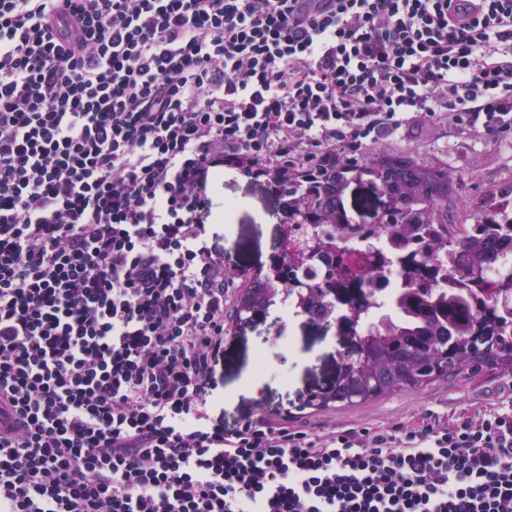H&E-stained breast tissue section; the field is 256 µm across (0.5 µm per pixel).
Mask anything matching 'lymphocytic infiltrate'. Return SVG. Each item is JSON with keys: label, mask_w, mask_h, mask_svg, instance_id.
<instances>
[{"label": "lymphocytic infiltrate", "mask_w": 512, "mask_h": 512, "mask_svg": "<svg viewBox=\"0 0 512 512\" xmlns=\"http://www.w3.org/2000/svg\"><path fill=\"white\" fill-rule=\"evenodd\" d=\"M512 131V0H0V512H512V407L224 426L225 170Z\"/></svg>", "instance_id": "1"}]
</instances>
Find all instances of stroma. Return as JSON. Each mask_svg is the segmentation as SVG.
Returning <instances> with one entry per match:
<instances>
[{
  "label": "stroma",
  "mask_w": 512,
  "mask_h": 512,
  "mask_svg": "<svg viewBox=\"0 0 512 512\" xmlns=\"http://www.w3.org/2000/svg\"><path fill=\"white\" fill-rule=\"evenodd\" d=\"M384 149L409 153L433 166H448L458 177L457 221L471 223L484 200L512 185V134L489 138L451 123H424L386 139ZM218 205L233 203L234 221L211 228L236 269L267 264L278 239L281 212L262 181L225 171L216 190ZM283 320L286 341L264 328L227 335L224 342V425L263 416L279 423L306 425L319 431L332 427H388L410 416L432 411L442 416L472 412L494 402L512 372L486 371L473 377L438 380L413 392H396L374 402L346 409L314 410L304 402L311 390L335 372L340 349L334 331L272 310ZM263 373H256L257 363Z\"/></svg>",
  "instance_id": "35a3bbf8"
}]
</instances>
